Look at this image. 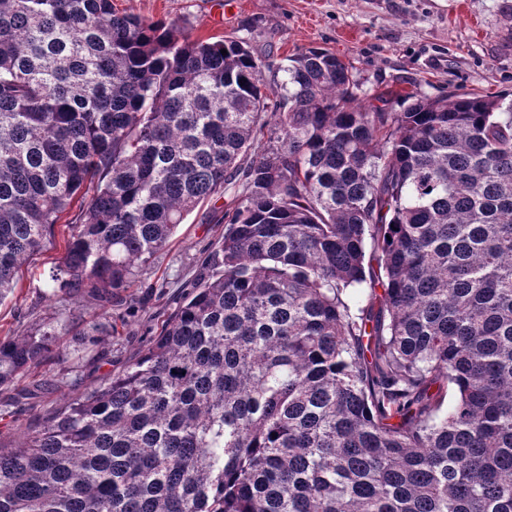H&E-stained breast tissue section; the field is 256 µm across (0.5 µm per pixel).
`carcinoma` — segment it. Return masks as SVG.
Returning <instances> with one entry per match:
<instances>
[{"instance_id": "1", "label": "carcinoma", "mask_w": 512, "mask_h": 512, "mask_svg": "<svg viewBox=\"0 0 512 512\" xmlns=\"http://www.w3.org/2000/svg\"><path fill=\"white\" fill-rule=\"evenodd\" d=\"M266 69L113 0H0V304L66 217L44 298L110 336L231 198L146 350L0 440V512H512V100ZM55 343L0 339L1 421L64 385L18 386Z\"/></svg>"}]
</instances>
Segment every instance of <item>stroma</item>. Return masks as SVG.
I'll return each instance as SVG.
<instances>
[{
  "label": "stroma",
  "mask_w": 512,
  "mask_h": 512,
  "mask_svg": "<svg viewBox=\"0 0 512 512\" xmlns=\"http://www.w3.org/2000/svg\"><path fill=\"white\" fill-rule=\"evenodd\" d=\"M119 8L179 22L191 38H246L258 55L277 64L285 56L319 47L349 61L370 92L402 95L420 90L432 97L482 91L512 99V0H116ZM226 196L204 200L175 230L131 298L136 316L125 317L106 342L108 359L79 348L82 321L94 314L83 297L66 316L43 298L47 273L64 251L65 224L57 243L30 259L16 288L0 305V337L24 336L51 327L57 333L56 374L64 393L77 396L103 385L136 360L174 310L198 273L211 244L224 233L212 216Z\"/></svg>",
  "instance_id": "obj_1"
}]
</instances>
